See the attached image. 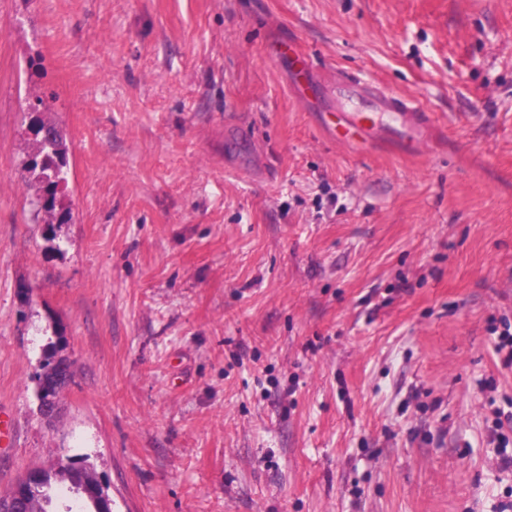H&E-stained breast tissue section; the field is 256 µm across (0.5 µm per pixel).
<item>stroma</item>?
<instances>
[{
  "instance_id": "35a3bbf8",
  "label": "stroma",
  "mask_w": 512,
  "mask_h": 512,
  "mask_svg": "<svg viewBox=\"0 0 512 512\" xmlns=\"http://www.w3.org/2000/svg\"><path fill=\"white\" fill-rule=\"evenodd\" d=\"M287 39L415 98L431 149L328 141ZM507 328L512 0H0V492L62 455L129 512H501ZM42 128H47L51 133V139L39 140L38 156L42 155L41 163L39 165L35 158L31 162L27 161L24 168L34 173L39 168L36 179L40 185V191L43 192L46 188L47 191L53 192L60 182L65 181L64 168L68 164V147L60 130L55 125L42 123L39 129Z\"/></svg>"
}]
</instances>
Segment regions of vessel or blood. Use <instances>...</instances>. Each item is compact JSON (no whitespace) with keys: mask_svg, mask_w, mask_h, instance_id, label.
Listing matches in <instances>:
<instances>
[{"mask_svg":"<svg viewBox=\"0 0 512 512\" xmlns=\"http://www.w3.org/2000/svg\"><path fill=\"white\" fill-rule=\"evenodd\" d=\"M313 57L300 55L299 69L292 82L299 100L318 92L319 82L313 77ZM334 104L319 113L322 130L342 148H367L384 145L397 155L411 157L430 141V114L415 101L398 97L368 85L354 75H340L329 91Z\"/></svg>","mask_w":512,"mask_h":512,"instance_id":"b4317fda","label":"vessel or blood"}]
</instances>
